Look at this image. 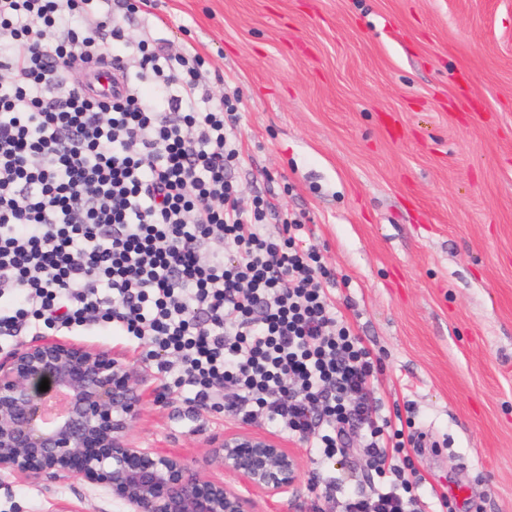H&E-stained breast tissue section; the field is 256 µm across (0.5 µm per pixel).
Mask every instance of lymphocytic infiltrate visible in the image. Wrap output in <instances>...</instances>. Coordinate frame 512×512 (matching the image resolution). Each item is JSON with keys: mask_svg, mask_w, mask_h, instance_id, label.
Wrapping results in <instances>:
<instances>
[{"mask_svg": "<svg viewBox=\"0 0 512 512\" xmlns=\"http://www.w3.org/2000/svg\"><path fill=\"white\" fill-rule=\"evenodd\" d=\"M110 45L122 90L104 102L72 74ZM208 66L129 39L112 0H0V337L111 325L189 402L315 460L356 450L380 486L342 512H451L420 494V440L381 414L380 362L304 224L271 234L266 198L241 208L242 102L212 104Z\"/></svg>", "mask_w": 512, "mask_h": 512, "instance_id": "obj_1", "label": "lymphocytic infiltrate"}]
</instances>
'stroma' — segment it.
<instances>
[{"mask_svg": "<svg viewBox=\"0 0 512 512\" xmlns=\"http://www.w3.org/2000/svg\"><path fill=\"white\" fill-rule=\"evenodd\" d=\"M155 32L239 96L240 203L265 195L306 226L336 272V302L380 357L374 393L408 412L425 492L461 486L456 512H512V0H155ZM71 342L112 353L152 395L129 439L218 476L211 444L240 427L164 391L111 329ZM258 512H339L323 477L374 482L363 457L314 462ZM0 512H124L75 477L0 475Z\"/></svg>", "mask_w": 512, "mask_h": 512, "instance_id": "35a3bbf8", "label": "stroma"}]
</instances>
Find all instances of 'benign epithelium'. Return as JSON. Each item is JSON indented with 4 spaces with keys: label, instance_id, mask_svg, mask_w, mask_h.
<instances>
[{
    "label": "benign epithelium",
    "instance_id": "benign-epithelium-1",
    "mask_svg": "<svg viewBox=\"0 0 512 512\" xmlns=\"http://www.w3.org/2000/svg\"><path fill=\"white\" fill-rule=\"evenodd\" d=\"M146 396L106 351L52 335L16 349L0 361V474L79 476L127 512H254L253 497L294 490L299 458L269 434L215 440L222 480L192 472L178 453L133 445L128 430Z\"/></svg>",
    "mask_w": 512,
    "mask_h": 512
}]
</instances>
